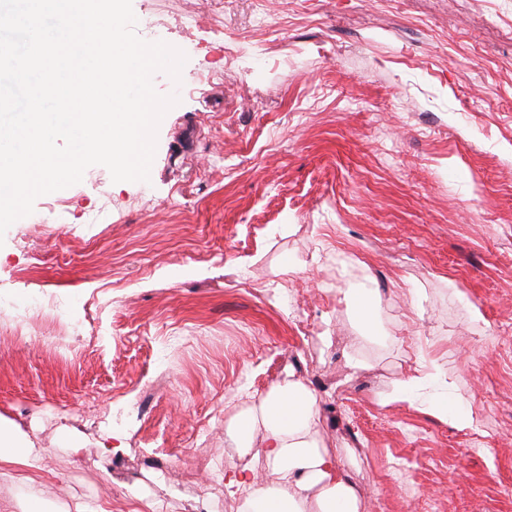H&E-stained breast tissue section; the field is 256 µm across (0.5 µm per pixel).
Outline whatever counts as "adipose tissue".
Here are the masks:
<instances>
[{"label":"adipose tissue","instance_id":"adipose-tissue-1","mask_svg":"<svg viewBox=\"0 0 512 512\" xmlns=\"http://www.w3.org/2000/svg\"><path fill=\"white\" fill-rule=\"evenodd\" d=\"M317 396L302 382L274 385L251 402L227 435L239 456L264 462L266 480L249 467L224 473L239 512H359V495L317 439Z\"/></svg>","mask_w":512,"mask_h":512}]
</instances>
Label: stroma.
<instances>
[{"instance_id":"stroma-1","label":"stroma","mask_w":512,"mask_h":512,"mask_svg":"<svg viewBox=\"0 0 512 512\" xmlns=\"http://www.w3.org/2000/svg\"><path fill=\"white\" fill-rule=\"evenodd\" d=\"M132 9L187 56L148 181L91 166L0 238V298L62 308L0 318L45 512H239L226 427L288 378L359 512H512V0ZM437 371V366L428 362H423L416 373L409 376L407 380H401L398 384L397 389L390 394L388 398L389 403L397 402H409L410 406L415 407L418 404L416 398L407 397V393L410 389H413L415 384L420 382L422 379L430 376L432 372Z\"/></svg>"}]
</instances>
